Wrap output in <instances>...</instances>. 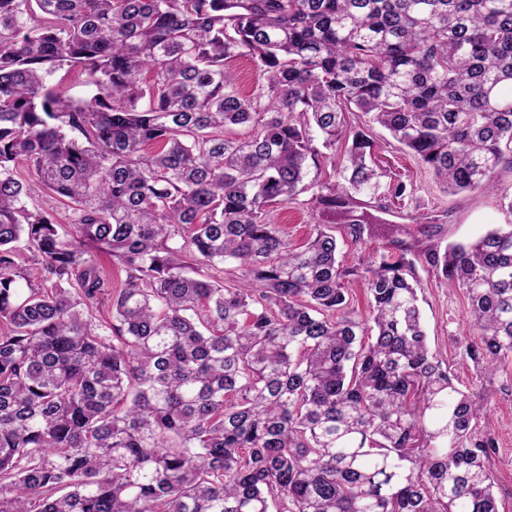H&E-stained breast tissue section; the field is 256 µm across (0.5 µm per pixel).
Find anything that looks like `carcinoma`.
Here are the masks:
<instances>
[{"instance_id":"cac0c4a2","label":"carcinoma","mask_w":512,"mask_h":512,"mask_svg":"<svg viewBox=\"0 0 512 512\" xmlns=\"http://www.w3.org/2000/svg\"><path fill=\"white\" fill-rule=\"evenodd\" d=\"M239 56L265 91L239 94ZM375 125L512 211V0H0V512H498L488 401L431 353L418 266L467 296L488 378L512 362V227L379 236L359 269L327 225L298 249L269 223L305 192L319 216L412 198Z\"/></svg>"}]
</instances>
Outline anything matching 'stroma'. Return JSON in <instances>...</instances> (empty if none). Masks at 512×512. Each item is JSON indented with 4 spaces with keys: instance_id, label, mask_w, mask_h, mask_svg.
Wrapping results in <instances>:
<instances>
[{
    "instance_id": "stroma-1",
    "label": "stroma",
    "mask_w": 512,
    "mask_h": 512,
    "mask_svg": "<svg viewBox=\"0 0 512 512\" xmlns=\"http://www.w3.org/2000/svg\"><path fill=\"white\" fill-rule=\"evenodd\" d=\"M375 134L378 159L388 176L405 180L414 188L412 200L378 212L380 225L398 227L403 238L427 235L432 243L444 246L512 224V213L498 196L482 191L457 196L444 193L414 156L387 145L384 129H376ZM419 204L425 212L421 218L415 211ZM270 220L280 226L293 246L299 247L307 242L316 217L310 205L298 203L288 209H274ZM420 278V307L431 349L449 365L459 387L483 389L491 406L486 429L495 438L497 448L487 467L496 483L499 512H512V362L500 368L492 384L480 385L471 364L462 360L451 344L452 338L469 333L467 298L462 292L449 291L428 271H421Z\"/></svg>"
}]
</instances>
